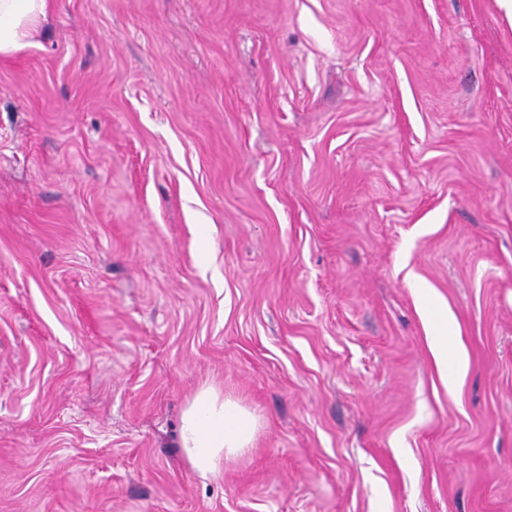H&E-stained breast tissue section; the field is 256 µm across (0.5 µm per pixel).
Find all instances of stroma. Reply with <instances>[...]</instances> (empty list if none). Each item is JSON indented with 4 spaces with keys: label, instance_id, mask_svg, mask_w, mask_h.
<instances>
[{
    "label": "stroma",
    "instance_id": "1",
    "mask_svg": "<svg viewBox=\"0 0 512 512\" xmlns=\"http://www.w3.org/2000/svg\"><path fill=\"white\" fill-rule=\"evenodd\" d=\"M53 2L0 59V512H512L497 0ZM204 385L260 423L208 480Z\"/></svg>",
    "mask_w": 512,
    "mask_h": 512
}]
</instances>
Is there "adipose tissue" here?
Listing matches in <instances>:
<instances>
[{
    "instance_id": "obj_1",
    "label": "adipose tissue",
    "mask_w": 512,
    "mask_h": 512,
    "mask_svg": "<svg viewBox=\"0 0 512 512\" xmlns=\"http://www.w3.org/2000/svg\"><path fill=\"white\" fill-rule=\"evenodd\" d=\"M52 0H0V58L31 47L40 34ZM257 418L215 388L201 387L184 410L180 446L192 469L202 478L217 476L228 456L251 447Z\"/></svg>"
}]
</instances>
